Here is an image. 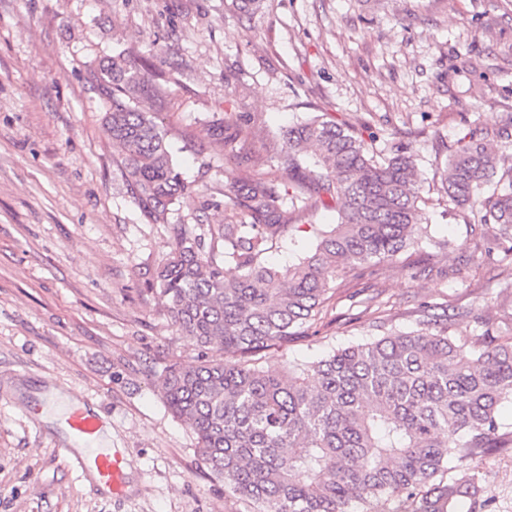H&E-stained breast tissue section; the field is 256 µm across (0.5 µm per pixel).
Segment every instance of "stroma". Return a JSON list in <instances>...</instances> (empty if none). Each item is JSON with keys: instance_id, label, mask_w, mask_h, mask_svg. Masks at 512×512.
<instances>
[{"instance_id": "stroma-1", "label": "stroma", "mask_w": 512, "mask_h": 512, "mask_svg": "<svg viewBox=\"0 0 512 512\" xmlns=\"http://www.w3.org/2000/svg\"><path fill=\"white\" fill-rule=\"evenodd\" d=\"M118 54L148 66L142 100L194 184L164 224L132 198L85 67ZM316 115L417 151V229L434 242L342 273L318 319L263 366L418 329L425 303L471 348L488 321L511 335L498 230L465 224L434 169L439 143L512 117V0H264L255 14L232 0H0V512H252L163 401V368L201 349L146 285L178 225L204 236L223 223L226 172L272 169L287 188L284 132ZM219 119L247 128L237 152L215 136ZM60 394L106 420L126 496L62 454ZM476 478L482 512H512V448Z\"/></svg>"}]
</instances>
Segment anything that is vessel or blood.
I'll use <instances>...</instances> for the list:
<instances>
[{
  "label": "vessel or blood",
  "mask_w": 512,
  "mask_h": 512,
  "mask_svg": "<svg viewBox=\"0 0 512 512\" xmlns=\"http://www.w3.org/2000/svg\"><path fill=\"white\" fill-rule=\"evenodd\" d=\"M69 445L64 456L73 457L83 473L108 494L122 497L127 493L125 466L122 456L109 448L98 447L104 421L85 403L74 402L62 421Z\"/></svg>",
  "instance_id": "b4317fda"
}]
</instances>
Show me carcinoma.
I'll list each match as a JSON object with an SVG mask.
<instances>
[{
    "label": "carcinoma",
    "mask_w": 512,
    "mask_h": 512,
    "mask_svg": "<svg viewBox=\"0 0 512 512\" xmlns=\"http://www.w3.org/2000/svg\"><path fill=\"white\" fill-rule=\"evenodd\" d=\"M106 102V123L144 216L167 223L191 188L173 163L155 113L138 103L145 73L121 56L86 63ZM512 121L471 127L447 147L441 189L470 224H495L512 242V164L501 149ZM310 155L314 168L300 158ZM418 154L393 142L374 150L344 120L313 119L288 129L280 161L299 210L334 209L318 244L283 269L264 255L294 228L270 172L224 180V223L210 242L180 229L171 256L147 289L165 300L177 330L222 356L173 363L160 375L171 413L192 430L201 460L253 512H469L484 506L474 475L512 444L498 411L512 399V336L486 328L475 355L468 342L423 328L327 352L280 373L260 366L295 329L320 314L330 284L351 267L392 260L416 240ZM237 275L224 277V266Z\"/></svg>",
    "instance_id": "carcinoma-1"
}]
</instances>
